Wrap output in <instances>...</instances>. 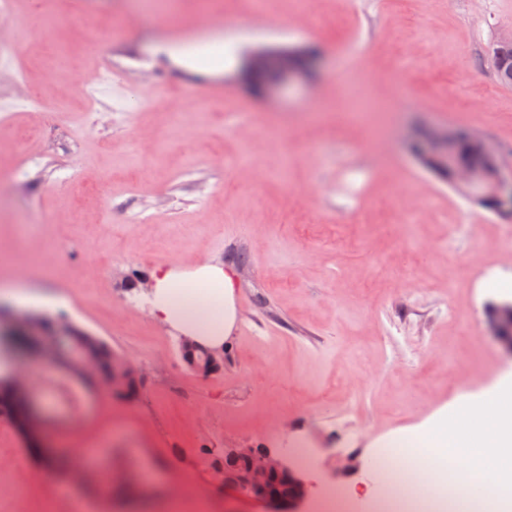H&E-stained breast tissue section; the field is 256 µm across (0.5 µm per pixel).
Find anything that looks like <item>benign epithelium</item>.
<instances>
[{"instance_id":"benign-epithelium-1","label":"benign epithelium","mask_w":512,"mask_h":512,"mask_svg":"<svg viewBox=\"0 0 512 512\" xmlns=\"http://www.w3.org/2000/svg\"><path fill=\"white\" fill-rule=\"evenodd\" d=\"M320 54H308L303 48L257 49L243 61V78L258 86L263 95L281 93L317 68ZM459 131L446 126L427 125V137L420 153L415 156L421 164L434 163L451 171L453 186L467 199L496 214L512 211V173L489 164L475 168L456 159ZM44 319L27 312L15 313L9 325H4V312L0 309V334H25L41 338L40 359L44 366L52 367L61 359L71 360L87 376H94L97 361L93 350L76 338L67 321H60L48 331ZM484 330L512 357V301L494 302L487 308ZM180 351L187 367L207 376L224 363V348L200 349V345L187 336L180 339ZM112 370V377L98 382L104 393H120L129 378L140 376V370L126 359ZM216 475L224 487L238 495L263 501L272 506V512H298L311 495V486L305 473L300 471L288 454L270 448L240 446L224 449V462L217 466Z\"/></svg>"}]
</instances>
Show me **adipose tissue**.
<instances>
[{
  "label": "adipose tissue",
  "instance_id": "adipose-tissue-1",
  "mask_svg": "<svg viewBox=\"0 0 512 512\" xmlns=\"http://www.w3.org/2000/svg\"><path fill=\"white\" fill-rule=\"evenodd\" d=\"M151 278V308L157 319L201 343H223L237 316L232 273L212 265L184 271L158 266ZM215 302L224 307V321L216 326L208 313ZM510 392L512 383H503L500 392L469 401L454 417L440 416L424 429L417 441L427 459L422 484H432L437 466L449 461L486 496H512V401L506 398Z\"/></svg>",
  "mask_w": 512,
  "mask_h": 512
}]
</instances>
